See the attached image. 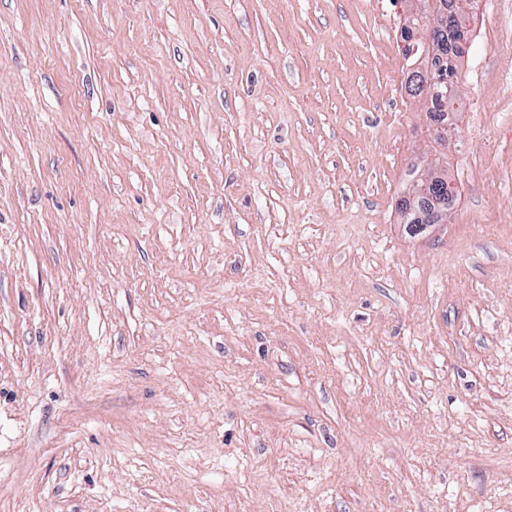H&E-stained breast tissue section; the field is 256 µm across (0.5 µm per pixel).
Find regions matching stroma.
Segmentation results:
<instances>
[{"label": "stroma", "mask_w": 512, "mask_h": 512, "mask_svg": "<svg viewBox=\"0 0 512 512\" xmlns=\"http://www.w3.org/2000/svg\"><path fill=\"white\" fill-rule=\"evenodd\" d=\"M407 0H0V512H512V0L458 196ZM422 181L421 185H417L413 188L412 192L407 191L401 201L400 208L404 209L408 212H414L416 217L420 220V223L427 224H417L414 221L415 215L411 213L412 216L410 220V224H414L415 228H419L421 231L425 230L430 224L439 223L443 216L447 213V203L446 200L438 201L435 205V208L431 210L429 213H421L416 205H417V197L429 191L431 186H434L436 183L447 182L448 181V190L455 187L454 180L448 174L444 175L443 170L433 162L431 171L424 177L420 178Z\"/></svg>", "instance_id": "obj_1"}]
</instances>
